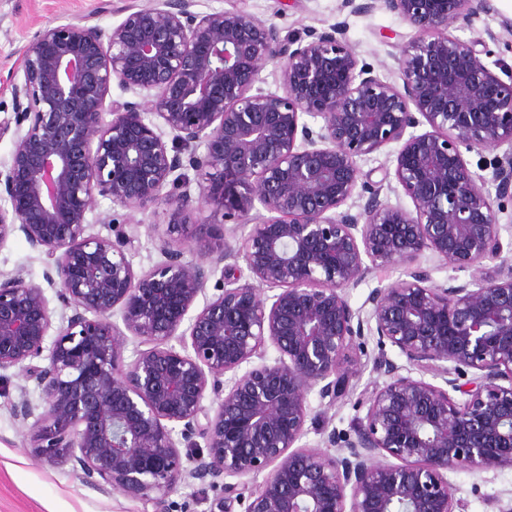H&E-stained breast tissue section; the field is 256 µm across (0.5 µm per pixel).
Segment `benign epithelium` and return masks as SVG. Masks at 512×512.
<instances>
[{
	"label": "benign epithelium",
	"instance_id": "benign-epithelium-1",
	"mask_svg": "<svg viewBox=\"0 0 512 512\" xmlns=\"http://www.w3.org/2000/svg\"><path fill=\"white\" fill-rule=\"evenodd\" d=\"M378 2L414 30L394 81L344 44L342 22L306 41L233 8L194 12L195 0H158L109 31L47 27L24 49L9 80L13 120L0 122V140L13 142L0 170V245L19 232L46 257L64 313L55 323L23 274L0 276V381L16 368L40 390L37 414L24 390L11 402L33 419L36 458L81 470L144 512H168L189 478L260 474L247 497L224 484L217 512L245 500L244 512H462L448 472L512 467V273L480 274L512 251L499 217L512 200V66L496 62L499 76L482 41L448 34L470 24L472 0L344 6L363 14ZM274 62L280 87L266 90ZM114 84L143 101L111 98ZM421 125L429 130L413 132ZM391 145L383 180L410 209L381 196L359 164ZM504 145L478 172L463 155ZM188 169L214 170L195 199ZM101 198L130 211L219 212L250 229L234 247L212 224H173L158 237L164 261L138 274L129 253L139 225L114 216L108 235L88 232ZM348 203L356 213L341 210ZM174 230L188 232L196 257ZM426 251L472 279L431 285ZM385 265L404 278L373 289L370 309L353 308L345 290ZM217 272L221 293L188 316ZM264 286L279 293L265 297ZM365 334L389 381L354 420L350 455L300 444L309 393L331 403L346 393L345 363ZM129 335L148 348L127 362ZM389 345L421 377L400 374ZM195 435L205 450L182 454Z\"/></svg>",
	"mask_w": 512,
	"mask_h": 512
}]
</instances>
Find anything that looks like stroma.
<instances>
[{
  "label": "stroma",
  "instance_id": "35a3bbf8",
  "mask_svg": "<svg viewBox=\"0 0 512 512\" xmlns=\"http://www.w3.org/2000/svg\"><path fill=\"white\" fill-rule=\"evenodd\" d=\"M153 0H0V75L8 76L17 67L24 48L35 33L48 26L78 19L109 28L118 25L127 9L152 5ZM237 8L246 14L275 23L283 31L310 37L329 25L342 21L347 25L345 40L360 60L371 64L384 79H395L398 44L408 41L412 28L397 14L377 8L366 14H354L344 8L343 0H197L199 12ZM475 13L468 27L455 29V36L469 39L495 33L489 43L491 59L512 64V0H476ZM139 224V239L130 254L135 271H146L158 264L155 225L168 224L170 213L153 204L132 212ZM44 255L33 251L22 234H14L0 245V274L22 273L27 280L43 287L48 299L56 290L48 284ZM377 353L372 337H364L351 351L347 394L328 403L318 393H310L314 415L308 424L303 444L326 448L329 435L346 436L354 418L366 413L365 393L383 384L384 376L373 369ZM27 395L33 407L41 398L34 382L10 370L0 383V512H141L139 501L115 493L102 495L91 488L82 472L34 460L30 453L26 425L16 419L11 401ZM448 482L464 512H490V499L512 504V468L487 471L455 470Z\"/></svg>",
  "mask_w": 512,
  "mask_h": 512
}]
</instances>
